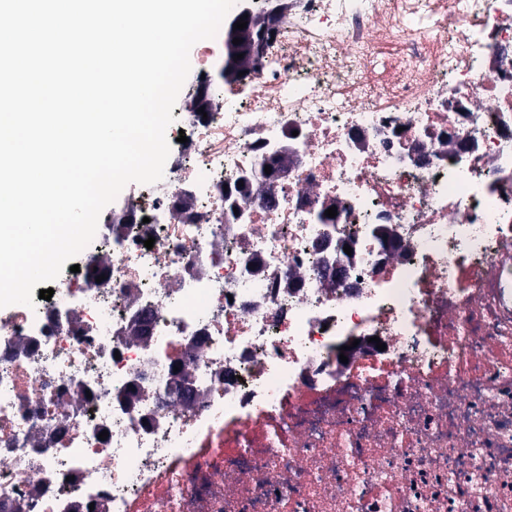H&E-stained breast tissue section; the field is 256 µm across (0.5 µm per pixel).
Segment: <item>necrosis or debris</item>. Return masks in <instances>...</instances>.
Here are the masks:
<instances>
[{"label":"necrosis or debris","mask_w":512,"mask_h":512,"mask_svg":"<svg viewBox=\"0 0 512 512\" xmlns=\"http://www.w3.org/2000/svg\"><path fill=\"white\" fill-rule=\"evenodd\" d=\"M279 6L104 287L0 323V512H512V0Z\"/></svg>","instance_id":"4bbe7bcc"}]
</instances>
